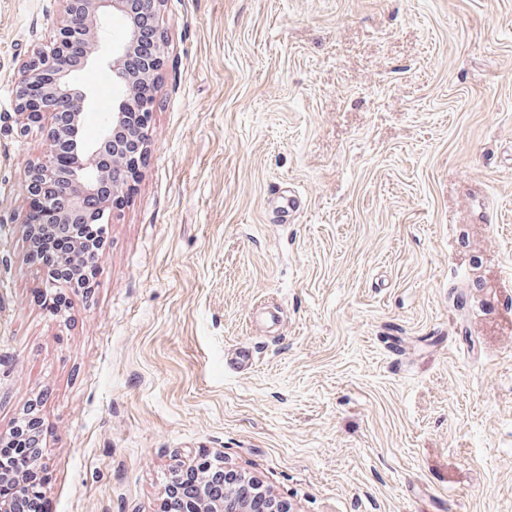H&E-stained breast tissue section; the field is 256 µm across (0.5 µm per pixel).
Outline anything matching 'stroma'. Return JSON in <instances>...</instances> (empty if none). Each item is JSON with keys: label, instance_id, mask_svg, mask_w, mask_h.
Returning a JSON list of instances; mask_svg holds the SVG:
<instances>
[{"label": "stroma", "instance_id": "obj_1", "mask_svg": "<svg viewBox=\"0 0 512 512\" xmlns=\"http://www.w3.org/2000/svg\"><path fill=\"white\" fill-rule=\"evenodd\" d=\"M63 17L0 0V433L40 403L48 512H160L218 455L291 512H512V0H165L144 162L55 313L15 93Z\"/></svg>", "mask_w": 512, "mask_h": 512}]
</instances>
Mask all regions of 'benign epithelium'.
Returning <instances> with one entry per match:
<instances>
[{"instance_id": "benign-epithelium-1", "label": "benign epithelium", "mask_w": 512, "mask_h": 512, "mask_svg": "<svg viewBox=\"0 0 512 512\" xmlns=\"http://www.w3.org/2000/svg\"><path fill=\"white\" fill-rule=\"evenodd\" d=\"M65 21L56 29L51 60L37 52L22 63L23 80L16 91L17 112L31 123L51 118L48 137L70 140L72 166L61 169L49 155L34 163L26 177L31 208L25 223H36L38 210L42 220H50L68 231L80 230L91 200L100 197L99 217L111 219L114 208L122 203L128 179L137 175L143 161L140 142L143 130L153 114L152 87L164 64V32L156 26L164 0H136L138 11L128 7V0H62ZM114 15L126 17L127 23L120 43L112 46L118 64L112 74L121 78L123 98L113 105L112 118L101 130L99 139L89 140L80 135L81 115L87 95L74 93L72 48L80 46L83 64L98 60L97 52L106 48L102 38L105 23ZM151 22L155 32L154 54L146 65L128 71L124 59L141 38L144 21ZM112 144V167L100 161L107 144ZM210 463L194 460L178 471L171 484L179 483L186 473L196 478V493L181 502L180 512H251L247 501L255 495L253 482L243 480L225 487L224 500H212L207 495Z\"/></svg>"}]
</instances>
